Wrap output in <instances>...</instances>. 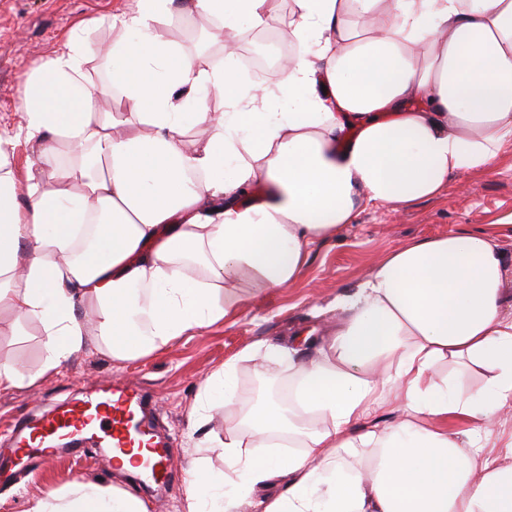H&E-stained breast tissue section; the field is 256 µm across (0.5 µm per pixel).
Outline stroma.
<instances>
[{"label":"stroma","mask_w":512,"mask_h":512,"mask_svg":"<svg viewBox=\"0 0 512 512\" xmlns=\"http://www.w3.org/2000/svg\"><path fill=\"white\" fill-rule=\"evenodd\" d=\"M136 0H0V136L15 140L18 163L29 148L17 132L19 88L27 73L58 51L66 33L89 16H115L134 10ZM227 36L236 51L223 55L225 68L237 70L238 54L268 45L265 30L251 28L247 19L229 21ZM487 231L512 258V147L480 174L451 177L438 197L406 205L370 206L336 239L313 245L293 286L270 293L243 289V302L225 321L169 342L152 354L127 361L112 359L87 344L56 373L41 374L43 336L39 322L25 320L16 332L0 335V359L14 360L33 384L0 392V437L16 422L53 405L80 398L98 382L121 378L151 395L163 434L176 437L178 452L170 478L157 486L110 467L106 461L62 458L37 470L22 468L0 475V512H25L31 500L52 488L71 489L83 483L113 486L141 499L146 512H186V493L196 468L224 469V405L216 403L205 418L193 415L204 382L226 360L239 361L242 397H252L253 381L262 370L275 374L279 386L288 383V368L244 357L245 349L271 340L296 346L311 356L303 337L330 335L342 316L337 296L354 292L370 269L396 248L455 229Z\"/></svg>","instance_id":"stroma-1"}]
</instances>
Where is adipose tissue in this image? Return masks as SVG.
Segmentation results:
<instances>
[{
  "instance_id": "obj_1",
  "label": "adipose tissue",
  "mask_w": 512,
  "mask_h": 512,
  "mask_svg": "<svg viewBox=\"0 0 512 512\" xmlns=\"http://www.w3.org/2000/svg\"><path fill=\"white\" fill-rule=\"evenodd\" d=\"M293 54L275 89L203 67L169 40L197 16L267 26L269 0H138L100 52L81 22L19 90L33 160L0 138V310L43 326L42 373L86 337L112 357L150 354L235 313L232 281L294 285L316 242L371 205L439 196L512 143V0H294ZM302 111L279 112L283 96ZM213 97L230 112L209 108ZM354 130L344 140L345 130ZM264 185L254 203L242 190ZM512 262L458 229L387 254L351 295L315 357L268 343L292 385L243 405L237 362L203 387L238 419L223 474L199 472L188 512H512V463L483 434L512 400ZM90 307L84 321L81 307ZM480 367L461 397L449 372ZM395 401L396 421L371 415ZM278 479L280 493L249 499ZM26 512H143L106 485L51 491Z\"/></svg>"
}]
</instances>
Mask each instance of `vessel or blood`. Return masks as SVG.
Listing matches in <instances>:
<instances>
[{"label": "vessel or blood", "mask_w": 512, "mask_h": 512, "mask_svg": "<svg viewBox=\"0 0 512 512\" xmlns=\"http://www.w3.org/2000/svg\"><path fill=\"white\" fill-rule=\"evenodd\" d=\"M140 390L129 383L107 381L85 398L61 407L33 425L16 429L11 447L0 450V463L26 458L49 464L58 454H76L83 440H94L112 453L146 449L151 474L166 478L176 452L171 439L157 434Z\"/></svg>", "instance_id": "1"}]
</instances>
